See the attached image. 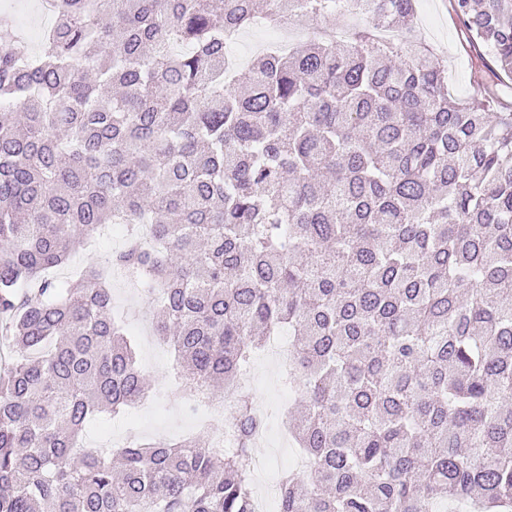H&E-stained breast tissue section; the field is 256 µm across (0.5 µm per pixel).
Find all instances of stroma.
I'll list each match as a JSON object with an SVG mask.
<instances>
[{
    "label": "stroma",
    "instance_id": "35a3bbf8",
    "mask_svg": "<svg viewBox=\"0 0 512 512\" xmlns=\"http://www.w3.org/2000/svg\"><path fill=\"white\" fill-rule=\"evenodd\" d=\"M417 35L429 44L436 58L448 67V87L458 97H468L474 90V70L457 34L456 20L449 0H418ZM124 244L122 231H105L94 241L83 246L72 262L53 273L58 287L91 267L104 266L113 251ZM110 286L113 295V315L128 330L136 345L139 368L147 376L151 389L140 402L119 414L99 415L96 422L87 426L83 443L90 448H108L113 441L124 439L130 419H137L138 430L148 438L177 439L191 434L192 429L184 410L173 405L165 385L174 361L167 344L158 338H145L144 321L153 320L154 304L148 294L130 296L126 281L113 276ZM252 379L244 391L255 405L260 406L270 418L288 416L295 403L283 384V371L273 363L267 352H260L251 363Z\"/></svg>",
    "mask_w": 512,
    "mask_h": 512
}]
</instances>
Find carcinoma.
Here are the masks:
<instances>
[{
  "mask_svg": "<svg viewBox=\"0 0 512 512\" xmlns=\"http://www.w3.org/2000/svg\"><path fill=\"white\" fill-rule=\"evenodd\" d=\"M356 2L338 40L333 0H57L33 58L0 16V512H254L245 395L227 451L209 429L78 446L150 389L111 270L212 400L293 337L309 467L281 473L276 512H512V108L478 79L453 97L416 0ZM451 2L512 81V0ZM299 14L330 35L264 51L238 94L227 43ZM108 224L109 269L56 287Z\"/></svg>",
  "mask_w": 512,
  "mask_h": 512,
  "instance_id": "1",
  "label": "carcinoma"
}]
</instances>
